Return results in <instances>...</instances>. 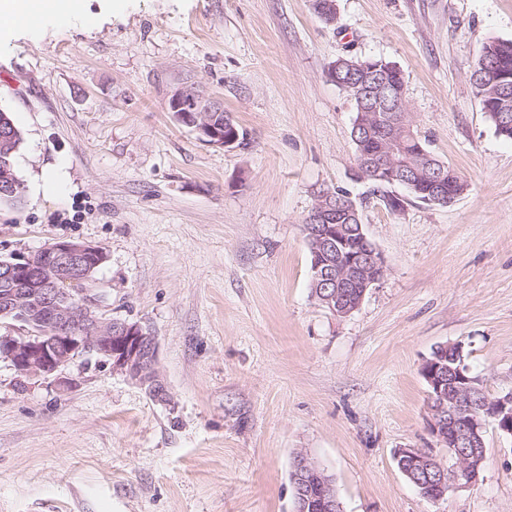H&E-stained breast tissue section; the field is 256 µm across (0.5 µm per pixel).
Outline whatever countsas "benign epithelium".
<instances>
[{
	"label": "benign epithelium",
	"mask_w": 512,
	"mask_h": 512,
	"mask_svg": "<svg viewBox=\"0 0 512 512\" xmlns=\"http://www.w3.org/2000/svg\"><path fill=\"white\" fill-rule=\"evenodd\" d=\"M169 111L210 146L231 149L238 142L235 128L225 127L213 116L221 107L195 91L175 92ZM356 165L360 177L381 176L392 184L401 183L406 178L405 170L410 168L391 154L365 157ZM17 186L10 164H0V193L13 194ZM332 197L333 191L323 192L322 199L305 218V223L319 225L317 247L313 248L316 253L344 242L340 221L345 211L323 203ZM106 260L100 246L74 240L50 244L30 258H0V357L26 376H46L79 354L96 355L111 361L115 369L163 399L166 389L156 371L155 338L136 323L101 317L94 299L86 293L85 285ZM320 268L321 265H314L315 279L325 286L334 285L324 302L333 314L346 317L353 312L346 289L354 285L368 289L373 284V271L385 269V261L375 245L367 244L339 265L336 273L330 275ZM449 349L448 344L440 346V351L423 366L432 403L429 427L442 444L458 455L464 479L472 482L477 474L467 467V460L484 453L486 419H494L501 432L512 435V392L474 407L471 394L483 390L482 381L469 376L467 368L448 370ZM397 459L408 465L404 474L427 489V497L439 499L451 489L446 479L447 467L431 454L418 448H401Z\"/></svg>",
	"instance_id": "7a95c632"
}]
</instances>
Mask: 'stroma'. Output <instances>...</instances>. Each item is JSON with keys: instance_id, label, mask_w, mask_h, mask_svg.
<instances>
[{"instance_id": "stroma-1", "label": "stroma", "mask_w": 512, "mask_h": 512, "mask_svg": "<svg viewBox=\"0 0 512 512\" xmlns=\"http://www.w3.org/2000/svg\"><path fill=\"white\" fill-rule=\"evenodd\" d=\"M83 0L0 44V110L23 142L0 257L104 248L106 319L155 336L165 400L93 355L53 375L0 359V512H295L297 454L343 512H512V436L488 424L475 481L424 497L396 453L455 460L422 367L458 343L488 396L512 390V143L470 81L512 40V0ZM402 70L413 129L467 188L446 205L358 177L337 59ZM191 89L244 134L198 140ZM60 173L53 193L46 177ZM348 191L385 272L349 316L310 293L303 222ZM397 196L399 210L384 199ZM169 110L174 112L179 123L192 128L198 138L210 146L231 149L238 142L240 133L234 120L226 112H222L221 107L205 100L198 92L191 90L175 92L169 101ZM212 112L215 114L220 112L218 119L231 126L227 128L222 123L216 122Z\"/></svg>"}]
</instances>
